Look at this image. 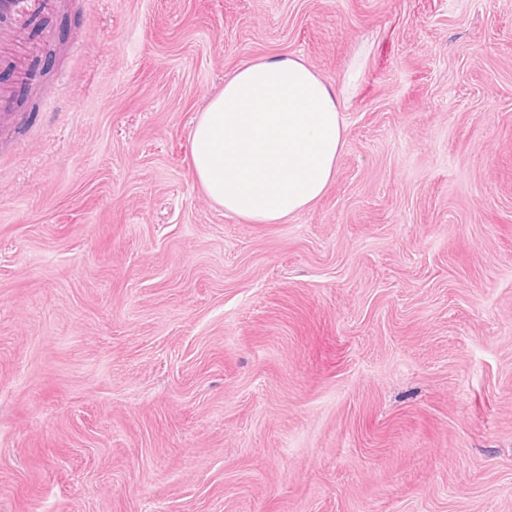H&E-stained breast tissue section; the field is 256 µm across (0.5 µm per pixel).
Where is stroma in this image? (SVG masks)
Here are the masks:
<instances>
[{
    "mask_svg": "<svg viewBox=\"0 0 512 512\" xmlns=\"http://www.w3.org/2000/svg\"><path fill=\"white\" fill-rule=\"evenodd\" d=\"M0 120V512H512V0H57ZM345 99L310 208L190 173L238 67Z\"/></svg>",
    "mask_w": 512,
    "mask_h": 512,
    "instance_id": "obj_1",
    "label": "stroma"
}]
</instances>
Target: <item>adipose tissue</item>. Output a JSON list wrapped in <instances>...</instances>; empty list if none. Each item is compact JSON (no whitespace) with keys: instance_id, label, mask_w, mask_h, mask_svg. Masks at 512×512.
I'll return each instance as SVG.
<instances>
[{"instance_id":"obj_1","label":"adipose tissue","mask_w":512,"mask_h":512,"mask_svg":"<svg viewBox=\"0 0 512 512\" xmlns=\"http://www.w3.org/2000/svg\"><path fill=\"white\" fill-rule=\"evenodd\" d=\"M342 94L303 59H261L236 69L200 112L190 168L225 211L277 224L314 204L345 146Z\"/></svg>"}]
</instances>
